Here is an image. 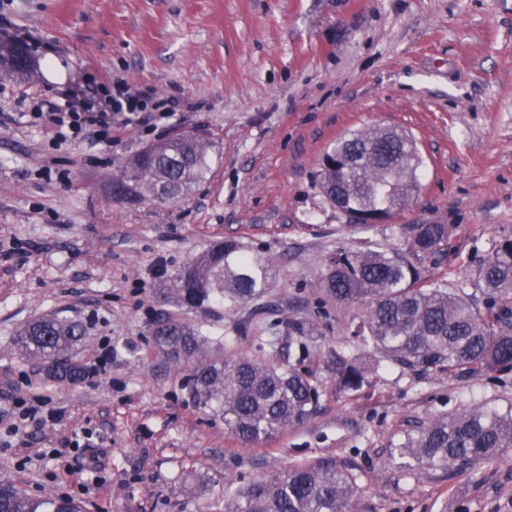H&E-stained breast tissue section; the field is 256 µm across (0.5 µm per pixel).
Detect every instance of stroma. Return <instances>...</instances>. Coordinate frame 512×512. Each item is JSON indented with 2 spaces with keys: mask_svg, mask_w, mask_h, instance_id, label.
<instances>
[{
  "mask_svg": "<svg viewBox=\"0 0 512 512\" xmlns=\"http://www.w3.org/2000/svg\"><path fill=\"white\" fill-rule=\"evenodd\" d=\"M1 28L31 76L0 75V477L85 512H215L220 476L270 479L335 459L360 492L358 512H512V453L477 481L410 474L392 441L475 406L512 403V375L448 378L381 368L337 393L336 351L356 305L318 316L326 256L356 247L347 217L315 182L327 148L354 130L416 139L422 190L371 240L405 244V224H452L448 260L427 275L470 286L461 261L512 238V0H10ZM125 79L146 103L175 98V121L117 115L108 140L55 146L32 99ZM176 132L210 143V171L182 200L116 201L114 181L148 144ZM237 238L275 264L262 304L185 311L221 356L288 350V319L317 317L308 367L321 393L304 426L242 443L199 410L189 364L169 365L148 329L174 304L155 300L217 240ZM56 314L83 322L84 382L47 381L16 337ZM44 396L56 420L24 429L5 408Z\"/></svg>",
  "mask_w": 512,
  "mask_h": 512,
  "instance_id": "obj_1",
  "label": "stroma"
}]
</instances>
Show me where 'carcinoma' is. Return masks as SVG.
Masks as SVG:
<instances>
[{
  "label": "carcinoma",
  "mask_w": 512,
  "mask_h": 512,
  "mask_svg": "<svg viewBox=\"0 0 512 512\" xmlns=\"http://www.w3.org/2000/svg\"><path fill=\"white\" fill-rule=\"evenodd\" d=\"M422 164L406 132L357 130L328 148L316 181L349 227L369 234L419 195ZM209 170L207 141L175 133L134 155L119 180L126 199L165 202L186 196ZM454 230L452 224H407L405 250L373 249L365 240L356 249L336 248L317 281V307L330 301L363 306L352 335L402 369L450 378L512 372V240L493 243L475 261L477 298L425 275L424 260L448 259ZM273 276L274 265L263 251L226 239L190 258L156 299L203 312L220 305L230 312L261 300ZM321 334L311 318L288 319L294 362L279 364L272 357H208V339L174 314L161 315L150 328L153 348L166 361L191 365L188 386L197 406L244 443L299 427L317 411L319 389L304 363ZM83 335L82 324L53 314L31 321L19 343L28 356L45 360L51 378L74 383L89 377L74 354ZM375 370L355 353H336V391H360ZM393 448L416 470L474 475L480 464L512 448V406L434 417L406 431ZM357 497L352 476L328 459L249 480L233 492L227 488L221 512H355ZM0 512H82V507L52 495L31 497L1 478Z\"/></svg>",
  "instance_id": "cac0c4a2"
}]
</instances>
